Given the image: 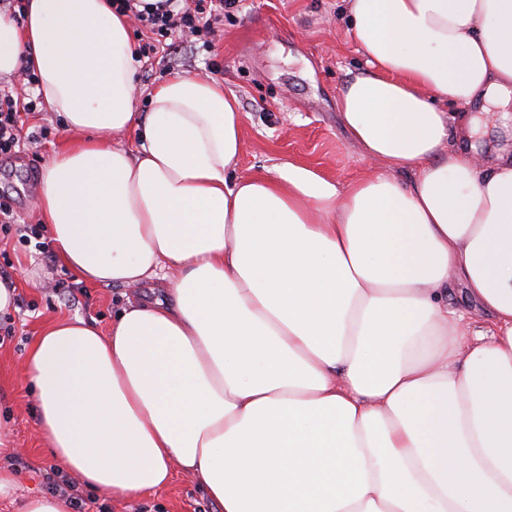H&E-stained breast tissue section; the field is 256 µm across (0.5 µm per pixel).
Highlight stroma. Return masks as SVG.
<instances>
[{
    "mask_svg": "<svg viewBox=\"0 0 512 512\" xmlns=\"http://www.w3.org/2000/svg\"><path fill=\"white\" fill-rule=\"evenodd\" d=\"M224 69L219 81L233 94L243 114L242 154L235 173L256 176L287 160L316 170L348 189L366 176L384 173L347 136L336 102L348 79L369 72L366 57L347 31L344 0H241L225 16L211 51L190 46L138 65L137 111L148 109L150 92L174 74L207 76L209 64ZM48 127L37 146L0 156V203L9 204L14 224L0 229V270L17 282L15 310L0 315V428L13 453L8 463L17 475L15 499L45 494L53 473L31 409L26 358L35 336L64 316L92 320L108 331L123 307L127 290L78 282L57 261L46 241L34 200L41 171L66 138L61 115L37 109L24 127ZM90 512H218L204 488L175 475L166 487L128 500L76 486Z\"/></svg>",
    "mask_w": 512,
    "mask_h": 512,
    "instance_id": "stroma-1",
    "label": "stroma"
}]
</instances>
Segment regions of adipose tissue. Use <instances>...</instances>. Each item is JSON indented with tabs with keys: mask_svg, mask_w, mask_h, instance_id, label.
I'll list each match as a JSON object with an SVG mask.
<instances>
[{
	"mask_svg": "<svg viewBox=\"0 0 512 512\" xmlns=\"http://www.w3.org/2000/svg\"><path fill=\"white\" fill-rule=\"evenodd\" d=\"M346 15L372 70L342 90V123L411 186L343 191L289 161L238 177L235 98L176 75L140 115L108 0L0 13V76L31 66L75 134L35 199L55 256L93 285L166 281L109 335L65 317L32 342L46 450L86 487L136 498L177 467L220 512H512V156L446 147L475 100L512 116V0ZM452 273L488 328L449 310Z\"/></svg>",
	"mask_w": 512,
	"mask_h": 512,
	"instance_id": "1",
	"label": "adipose tissue"
}]
</instances>
